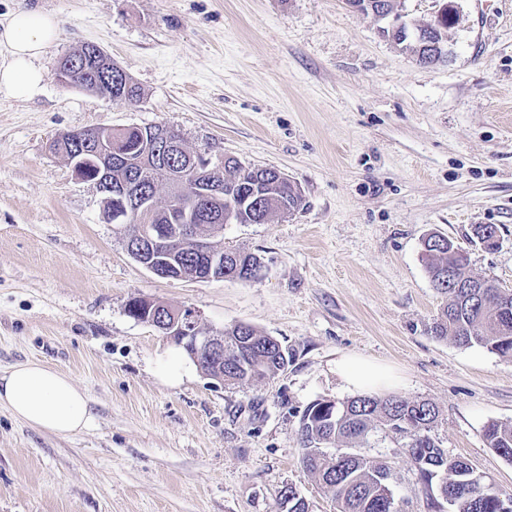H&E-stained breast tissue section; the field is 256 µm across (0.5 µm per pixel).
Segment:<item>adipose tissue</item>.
I'll list each match as a JSON object with an SVG mask.
<instances>
[{
  "mask_svg": "<svg viewBox=\"0 0 512 512\" xmlns=\"http://www.w3.org/2000/svg\"><path fill=\"white\" fill-rule=\"evenodd\" d=\"M57 19L37 9H18L0 20V46L9 52L0 65V91L18 99L40 93L45 75L37 59L58 38ZM336 374L348 390L376 393L394 388L399 377L386 365L347 354L336 361ZM0 408L32 428L67 437L89 427L86 393L47 364L28 360L0 373Z\"/></svg>",
  "mask_w": 512,
  "mask_h": 512,
  "instance_id": "1",
  "label": "adipose tissue"
}]
</instances>
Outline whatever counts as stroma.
Returning <instances> with one entry per match:
<instances>
[{
  "label": "stroma",
  "mask_w": 512,
  "mask_h": 512,
  "mask_svg": "<svg viewBox=\"0 0 512 512\" xmlns=\"http://www.w3.org/2000/svg\"><path fill=\"white\" fill-rule=\"evenodd\" d=\"M446 58L419 63L386 21L346 0H0L53 14L40 94L0 92V370L37 359L83 389L90 426L68 438L0 409V512H277L283 486L336 512L301 463L299 420L351 398L355 353L398 371L396 395L439 408L432 432L503 494L512 462L490 422L512 423V358L435 338L445 302L422 243L463 249L512 290V0H453ZM93 43L138 86L128 105L59 84L58 60ZM165 124L189 150L282 172L300 207L228 224L217 242L263 261L259 280L164 279L106 222L95 184L50 143L99 126ZM478 224L498 227L484 249ZM245 323L288 348L273 378L227 387L127 313L133 299ZM404 512H432L400 443L372 436ZM484 435L490 448L512 461V423L491 422L486 426Z\"/></svg>",
  "instance_id": "stroma-1"
}]
</instances>
